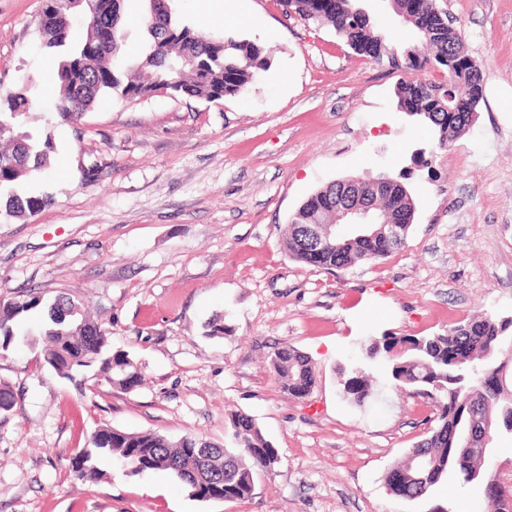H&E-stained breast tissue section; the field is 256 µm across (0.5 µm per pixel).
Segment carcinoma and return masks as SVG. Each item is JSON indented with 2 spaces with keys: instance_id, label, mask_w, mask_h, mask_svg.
<instances>
[{
  "instance_id": "1",
  "label": "carcinoma",
  "mask_w": 512,
  "mask_h": 512,
  "mask_svg": "<svg viewBox=\"0 0 512 512\" xmlns=\"http://www.w3.org/2000/svg\"><path fill=\"white\" fill-rule=\"evenodd\" d=\"M141 16L147 41L134 62L122 59L126 18L122 3L111 13L91 15L86 0H49L50 24L37 29L44 46L58 53L59 95L53 109L62 122L80 124L97 100L109 95L138 100L161 90L185 93L215 101L242 94L255 75L267 68L263 47L230 36L200 34L173 17L167 0H157L156 12L148 2ZM287 16L317 22L331 28L351 50L362 54L375 43L379 58L395 69L432 68L443 79H408L397 88L399 111L417 116L439 133V145L464 132L470 115L455 108L456 87L464 84L468 96L483 98V79L478 67L463 52L460 29L448 24L447 13L437 9L436 0H390L386 23L374 19L364 23L342 21L336 10L355 6L352 0H279ZM434 9V29L426 36L417 25L418 9ZM81 11L85 36L70 37L69 14ZM0 109V216H33L51 203L47 195H20L17 184L32 174L51 167L54 152L52 134L35 138L22 130L36 119V101L29 97V84L8 96ZM341 180H334L310 195L290 218L283 249L309 266L336 271L359 262L377 263L404 246L385 245L367 238V231L351 229L319 250L306 246L310 203L334 196ZM373 199L381 220L405 223L414 218L415 206L407 187L397 179L375 187ZM43 306V298L0 304V349L6 351L16 338L15 327L29 312ZM512 322L483 314L458 322L444 333L425 336H370L360 342V358L340 364L341 395L363 408L377 399L387 385L432 401L435 425L429 435L409 449L404 458L384 475L387 489L409 501L426 499L452 472L465 483L484 485L494 512H512V486L497 483L487 487L488 459L475 455L459 439V432L473 419L491 437L512 432V368L492 390L482 380L496 375L512 363ZM31 344H42L43 361L58 376L80 385L96 379L132 390L141 384L138 365L123 350H114L107 333L91 321L82 306L60 294L46 305V319L33 332ZM271 367L281 391L303 398L316 384V369L304 353L291 345L275 352ZM99 441L90 442L67 459L75 481L100 479L105 471L99 464L117 460L131 473L167 471L178 479L191 497L207 501L212 496L228 502L253 497L256 482L272 473L279 463V449L263 434L255 419L243 412L230 415L224 444L185 435L176 441L154 432H128L102 426L95 430ZM427 461L425 470L416 468L415 458Z\"/></svg>"
}]
</instances>
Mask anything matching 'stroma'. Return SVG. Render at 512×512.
<instances>
[{
    "label": "stroma",
    "instance_id": "35a3bbf8",
    "mask_svg": "<svg viewBox=\"0 0 512 512\" xmlns=\"http://www.w3.org/2000/svg\"><path fill=\"white\" fill-rule=\"evenodd\" d=\"M201 33L267 49L245 93L216 101L166 91L99 101L80 128L60 122L35 29L44 0H0V100L28 79L51 132L52 166L27 190L52 196L0 223V303L77 299L140 367L133 390L75 385L25 337L0 355V512H486L484 488L448 476L426 500L391 494L388 468L423 439V398L388 392L346 402L338 364L367 336H424L484 313L512 319V0H437L481 70L474 123L446 147L400 112L406 74L355 54L327 27L248 0L227 26L202 0H171ZM385 173L414 204L406 245L335 272L289 258L292 212L346 176ZM222 316L231 332L210 337ZM313 360L302 399L280 391L270 360L284 345ZM252 416L280 453L244 502L198 501L164 471L76 482L67 458L109 425L223 442L228 415Z\"/></svg>",
    "mask_w": 512,
    "mask_h": 512
}]
</instances>
